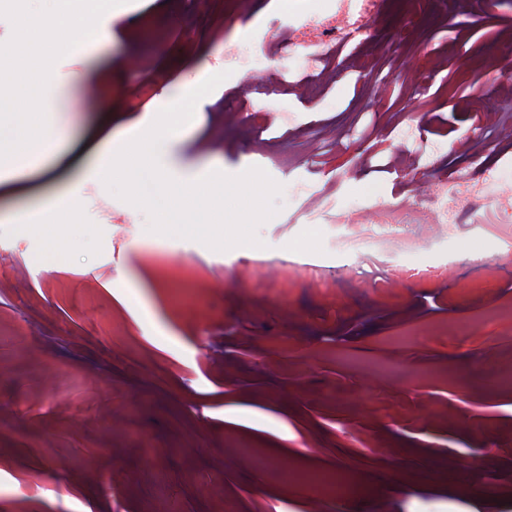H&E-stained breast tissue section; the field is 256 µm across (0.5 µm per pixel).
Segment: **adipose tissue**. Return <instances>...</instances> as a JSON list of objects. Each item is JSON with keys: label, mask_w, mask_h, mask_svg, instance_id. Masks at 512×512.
<instances>
[{"label": "adipose tissue", "mask_w": 512, "mask_h": 512, "mask_svg": "<svg viewBox=\"0 0 512 512\" xmlns=\"http://www.w3.org/2000/svg\"><path fill=\"white\" fill-rule=\"evenodd\" d=\"M40 10L29 11V0H9L15 27L12 40L0 42V196L30 193L23 181L32 160L52 159L54 168H80L87 150L104 144L109 156L94 172L111 190L129 194L151 208L169 236H210L216 228L212 210L224 204L215 185L163 175L154 158L151 140L130 142L114 138L111 121L90 129L84 140L65 142L62 117L66 84L49 43L69 49L79 44L111 42L113 17L101 14L94 0H39Z\"/></svg>", "instance_id": "obj_1"}]
</instances>
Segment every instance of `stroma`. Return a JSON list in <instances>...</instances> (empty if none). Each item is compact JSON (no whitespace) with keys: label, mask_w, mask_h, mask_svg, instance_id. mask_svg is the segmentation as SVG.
I'll list each match as a JSON object with an SVG mask.
<instances>
[{"label":"stroma","mask_w":512,"mask_h":512,"mask_svg":"<svg viewBox=\"0 0 512 512\" xmlns=\"http://www.w3.org/2000/svg\"><path fill=\"white\" fill-rule=\"evenodd\" d=\"M329 0H102L117 17L112 43L61 54L77 79L66 112L69 138L111 120L114 135L139 138L144 112L183 121L176 144L156 142L163 168L224 189L235 215L223 236L171 239L153 213L78 172L81 205L57 217L64 266L37 260L44 235L27 228L33 200L0 198V512H512V265L480 268L496 241L459 225L451 266L419 245L371 258L336 242L332 224H306L299 196L397 202L411 177L376 167L405 144L402 114L432 113L424 133L438 170L474 171L448 141L485 120L458 109L476 92L471 76L497 74L512 34V0H387L379 33L402 41L365 71L362 51L336 54L342 76L313 98H240L248 75L280 66L307 79L303 57L272 61L259 51L261 19L283 23L329 10ZM220 27V39L209 30ZM112 79L83 81L91 55ZM446 62L422 74L426 58ZM144 56L150 69L130 62ZM235 105L234 127L196 111L186 94L200 76ZM379 84L381 99L366 96ZM273 117L255 131L248 114ZM336 128L309 181L276 166L285 144ZM215 213V221L223 214ZM193 271L184 282L172 264ZM489 321L459 334V323ZM408 331L405 343L390 338ZM398 362L377 376L371 362ZM314 463L361 484L362 496L322 497L281 471Z\"/></svg>","instance_id":"stroma-1"}]
</instances>
